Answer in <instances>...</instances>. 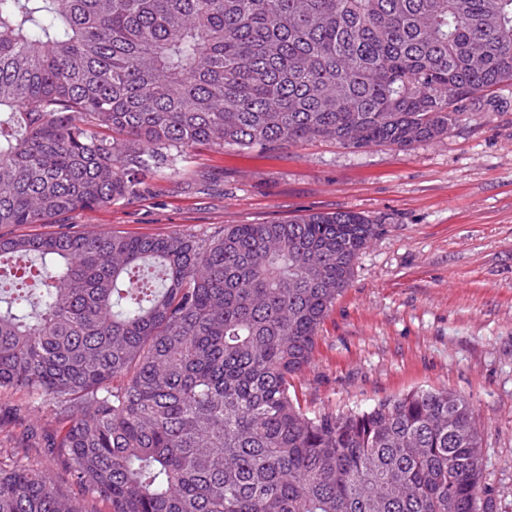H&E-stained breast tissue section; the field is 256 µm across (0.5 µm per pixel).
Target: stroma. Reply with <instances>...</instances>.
Instances as JSON below:
<instances>
[{"instance_id": "stroma-1", "label": "stroma", "mask_w": 512, "mask_h": 512, "mask_svg": "<svg viewBox=\"0 0 512 512\" xmlns=\"http://www.w3.org/2000/svg\"><path fill=\"white\" fill-rule=\"evenodd\" d=\"M363 213L381 231L296 379L305 410L347 413L412 390L465 398L482 433L479 512H512V85L447 137L405 149L329 140L199 146L148 192L68 222L133 236Z\"/></svg>"}]
</instances>
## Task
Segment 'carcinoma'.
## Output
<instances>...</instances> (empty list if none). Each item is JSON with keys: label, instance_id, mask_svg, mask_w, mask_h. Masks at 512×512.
<instances>
[{"label": "carcinoma", "instance_id": "1", "mask_svg": "<svg viewBox=\"0 0 512 512\" xmlns=\"http://www.w3.org/2000/svg\"><path fill=\"white\" fill-rule=\"evenodd\" d=\"M504 84L512 0H0V227L133 200L197 145L411 148ZM378 233H0V395L58 422L0 448V512H476L463 397L310 416L296 393Z\"/></svg>", "mask_w": 512, "mask_h": 512}]
</instances>
